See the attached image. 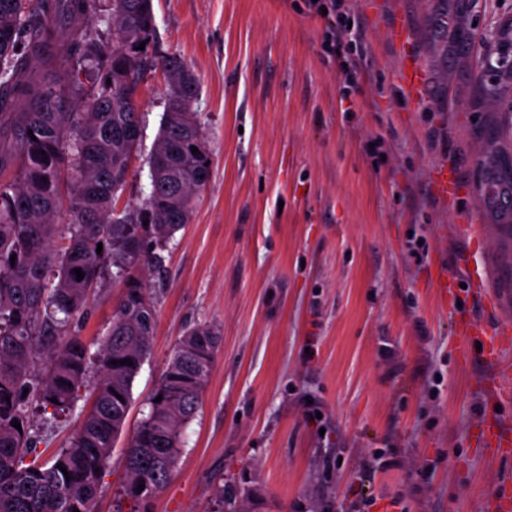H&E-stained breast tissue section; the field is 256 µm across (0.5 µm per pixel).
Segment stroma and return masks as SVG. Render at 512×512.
<instances>
[{
  "label": "stroma",
  "mask_w": 512,
  "mask_h": 512,
  "mask_svg": "<svg viewBox=\"0 0 512 512\" xmlns=\"http://www.w3.org/2000/svg\"><path fill=\"white\" fill-rule=\"evenodd\" d=\"M363 25L362 104L344 112L340 62L306 0H153L156 48L199 82L192 109L211 180L192 219L145 274L156 327L132 387L96 512L121 498L124 451L185 329L220 330L202 404L168 484L144 512H489L512 492V464L477 448L494 413L490 368L463 361L460 315L486 332L512 324L501 268L512 247L480 210L476 135L488 117L470 77L448 74L431 39L433 0H349ZM402 25L404 42L391 39ZM422 94L402 90L407 68ZM168 98L161 73L139 86L142 153L119 207L148 193L146 155ZM448 170L456 197L433 191ZM480 227L472 245L467 226ZM479 271L500 307L445 301L440 272ZM124 293L107 276L77 333L107 335ZM39 420L41 459L68 444L89 405Z\"/></svg>",
  "instance_id": "obj_1"
}]
</instances>
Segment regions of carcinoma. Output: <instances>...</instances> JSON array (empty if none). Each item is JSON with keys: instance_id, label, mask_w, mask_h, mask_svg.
<instances>
[{"instance_id": "cac0c4a2", "label": "carcinoma", "mask_w": 512, "mask_h": 512, "mask_svg": "<svg viewBox=\"0 0 512 512\" xmlns=\"http://www.w3.org/2000/svg\"><path fill=\"white\" fill-rule=\"evenodd\" d=\"M97 2L0 0V512H95L133 382L151 354L156 318L141 274L162 264L160 252L189 222L212 174L191 111L195 81L169 98L163 113L148 158V166H162L154 194L133 210L116 208L141 150L130 137L140 129V83L159 70L170 85L189 67L173 55L138 54L154 26L142 0H109L99 10ZM464 2L438 0L434 11L431 27L446 59L466 45L457 26ZM95 22L112 24V42L92 34ZM52 91L67 95L66 110ZM511 94L507 84L478 89L485 105ZM497 130L492 116L481 132L482 150L504 160L495 168L477 164L478 196L498 203L482 210L511 240L512 155L498 147ZM64 181L73 222L61 232L52 218ZM111 267L123 275L126 292L92 353L75 327ZM75 268L84 274L80 281ZM220 344L219 331L205 326L179 340L126 448V499L144 503L168 483ZM44 353L49 362L38 368L34 358ZM124 359L133 365L119 364ZM93 366L98 381L69 446L43 463L32 458V410L53 419L71 412Z\"/></svg>"}]
</instances>
